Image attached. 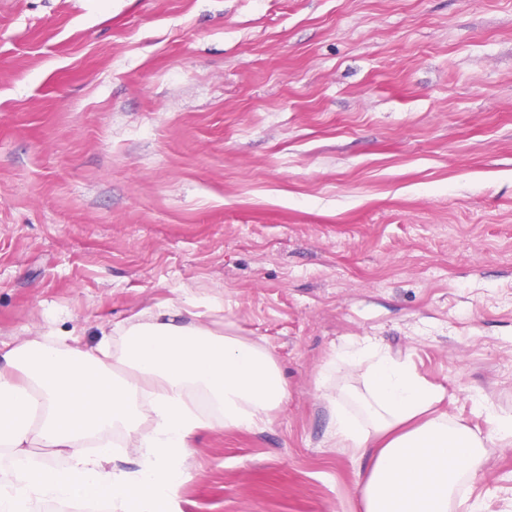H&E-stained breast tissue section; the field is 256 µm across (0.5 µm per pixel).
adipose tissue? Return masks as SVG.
Returning a JSON list of instances; mask_svg holds the SVG:
<instances>
[{
  "instance_id": "ef3b65f1",
  "label": "adipose tissue",
  "mask_w": 512,
  "mask_h": 512,
  "mask_svg": "<svg viewBox=\"0 0 512 512\" xmlns=\"http://www.w3.org/2000/svg\"><path fill=\"white\" fill-rule=\"evenodd\" d=\"M362 424L337 406V442L369 456L361 512H448L462 474L477 473L485 440L447 415L442 395L411 368L373 348ZM207 396L228 427H257L288 399L261 346L216 334L197 312L165 304L119 340L81 346L51 336L0 355V512H39L46 501L111 505L113 512H179L188 442L204 421L189 392ZM66 458L48 468L35 449ZM132 448L137 470L109 468Z\"/></svg>"
}]
</instances>
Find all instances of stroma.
I'll list each match as a JSON object with an SVG mask.
<instances>
[{
  "label": "stroma",
  "instance_id": "stroma-1",
  "mask_svg": "<svg viewBox=\"0 0 512 512\" xmlns=\"http://www.w3.org/2000/svg\"><path fill=\"white\" fill-rule=\"evenodd\" d=\"M189 297L288 399L198 431L181 512H360L366 339L512 416V0H0V348ZM458 493L512 512V446Z\"/></svg>",
  "mask_w": 512,
  "mask_h": 512
}]
</instances>
